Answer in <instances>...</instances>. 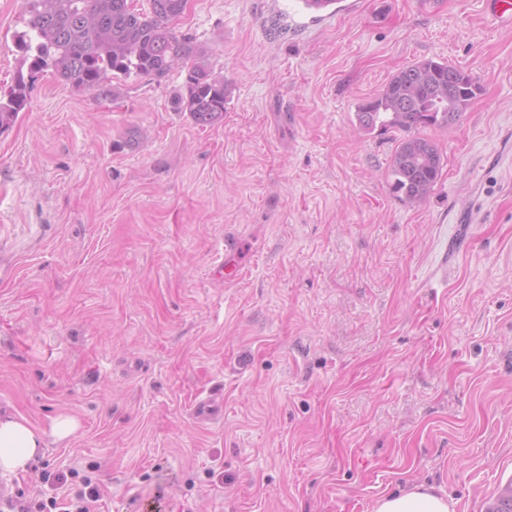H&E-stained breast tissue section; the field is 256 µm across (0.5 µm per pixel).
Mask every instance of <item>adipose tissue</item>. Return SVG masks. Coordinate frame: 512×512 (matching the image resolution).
Masks as SVG:
<instances>
[{
    "mask_svg": "<svg viewBox=\"0 0 512 512\" xmlns=\"http://www.w3.org/2000/svg\"><path fill=\"white\" fill-rule=\"evenodd\" d=\"M78 428L77 420L65 413L55 417L46 430L23 418L0 417V472L26 471L49 443L70 439ZM373 512H450V506L446 498L420 484L382 497Z\"/></svg>",
    "mask_w": 512,
    "mask_h": 512,
    "instance_id": "obj_1",
    "label": "adipose tissue"
}]
</instances>
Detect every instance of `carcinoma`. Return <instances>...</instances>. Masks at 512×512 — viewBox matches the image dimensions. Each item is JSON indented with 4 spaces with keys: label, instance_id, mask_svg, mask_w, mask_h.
Returning <instances> with one entry per match:
<instances>
[{
    "label": "carcinoma",
    "instance_id": "carcinoma-1",
    "mask_svg": "<svg viewBox=\"0 0 512 512\" xmlns=\"http://www.w3.org/2000/svg\"><path fill=\"white\" fill-rule=\"evenodd\" d=\"M149 2L150 10L140 12L130 0H25L26 29L15 33L14 47L28 69L0 100V131L28 110L30 92L47 71L78 90L108 96L120 82L159 83L177 70L184 83L175 110L201 126L222 119L224 78L214 72L204 47L172 25L182 15V0ZM467 76L445 61L425 59L398 71L377 96L358 106L364 131L408 133L398 140L389 166L393 190L408 202L427 198L442 171L438 147L411 131L459 121L476 97ZM487 512H512V479Z\"/></svg>",
    "mask_w": 512,
    "mask_h": 512
}]
</instances>
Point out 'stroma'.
Wrapping results in <instances>:
<instances>
[{"mask_svg":"<svg viewBox=\"0 0 512 512\" xmlns=\"http://www.w3.org/2000/svg\"><path fill=\"white\" fill-rule=\"evenodd\" d=\"M23 27L0 0V94ZM175 28L224 77L219 122L174 110L177 71L107 98L48 74L0 133V413L80 424L0 484L48 497L74 469L98 512H372L423 483L486 512L512 478V26L483 0L322 24L189 0ZM428 58L482 91L422 129L443 169L410 203L399 133L356 112Z\"/></svg>","mask_w":512,"mask_h":512,"instance_id":"1","label":"stroma"}]
</instances>
